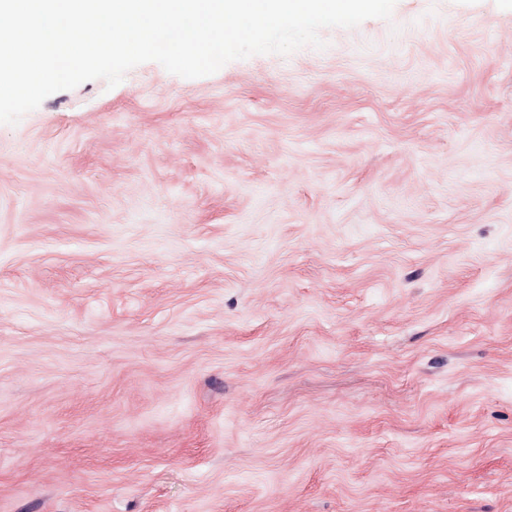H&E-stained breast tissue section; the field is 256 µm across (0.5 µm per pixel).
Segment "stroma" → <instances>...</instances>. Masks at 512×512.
<instances>
[{"mask_svg": "<svg viewBox=\"0 0 512 512\" xmlns=\"http://www.w3.org/2000/svg\"><path fill=\"white\" fill-rule=\"evenodd\" d=\"M0 124V512H512V0H396Z\"/></svg>", "mask_w": 512, "mask_h": 512, "instance_id": "obj_1", "label": "stroma"}]
</instances>
